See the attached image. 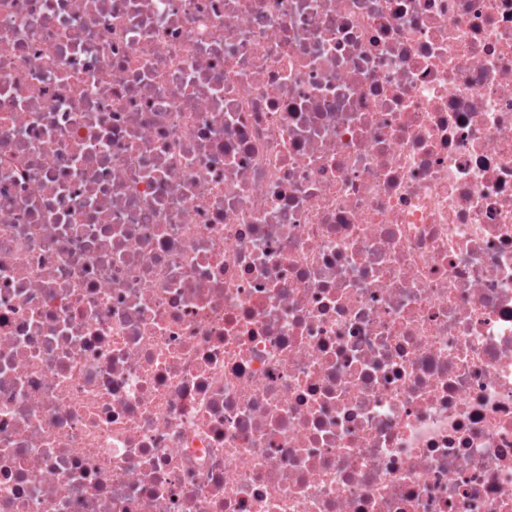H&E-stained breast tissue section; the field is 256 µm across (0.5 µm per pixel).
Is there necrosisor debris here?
I'll return each instance as SVG.
<instances>
[{
  "instance_id": "obj_1",
  "label": "necrosis or debris",
  "mask_w": 512,
  "mask_h": 512,
  "mask_svg": "<svg viewBox=\"0 0 512 512\" xmlns=\"http://www.w3.org/2000/svg\"><path fill=\"white\" fill-rule=\"evenodd\" d=\"M0 512H512V0H0Z\"/></svg>"
}]
</instances>
